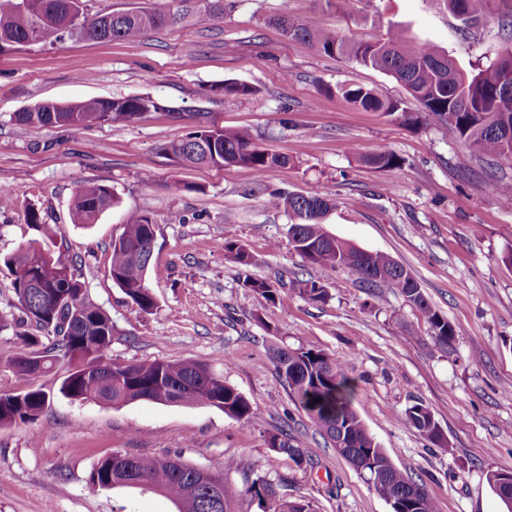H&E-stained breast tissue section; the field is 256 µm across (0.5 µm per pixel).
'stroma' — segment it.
I'll use <instances>...</instances> for the list:
<instances>
[{
	"label": "stroma",
	"mask_w": 512,
	"mask_h": 512,
	"mask_svg": "<svg viewBox=\"0 0 512 512\" xmlns=\"http://www.w3.org/2000/svg\"><path fill=\"white\" fill-rule=\"evenodd\" d=\"M512 0H496L478 25L460 22L436 0H353L351 14L322 0H233L221 29L191 22L136 41L65 37L0 53V186L14 203L0 210V256L40 239L30 210L51 225L89 295L110 315L115 362L198 360L251 404L250 423L207 405L136 401L112 407L63 397L60 368L21 377L4 364L21 348L23 313L0 265V394L46 391L49 408L33 423L0 426V512H174L163 495L101 488L91 473L103 458L177 457L199 467L231 457L224 476L233 512H262L246 493L259 477L286 482L289 498L313 512H391L366 479L326 443L290 395L270 347L322 350L357 383L353 407L402 472L423 481L437 512H502L490 472H512V207L495 191L512 160L461 165L463 141L445 122L419 129L355 106L341 89L358 84L380 97L419 103L386 73L285 39L271 16L305 14L354 42L372 43L395 23L410 40L445 50L467 71L487 68L506 47L498 24ZM238 81L247 97L216 93ZM149 96L160 109L131 122L74 131L30 128L13 113L44 101ZM249 129L288 165L257 179L241 166L190 167L167 145L197 127ZM387 149L399 165L375 168L361 155ZM119 198L96 223H75L70 205L89 185ZM332 199L329 233L359 249L390 255L416 278L429 303L460 333L440 347L418 310L396 291L373 300L354 275L304 261L288 244L293 219L268 207L269 192ZM156 226L147 282L157 299L140 310L112 281V241L128 213ZM244 244L241 267L224 244ZM278 286L260 305L243 274ZM328 290L312 303L289 290L294 278ZM431 410L448 449L399 416L414 403ZM285 434L302 463L274 452Z\"/></svg>",
	"instance_id": "stroma-1"
}]
</instances>
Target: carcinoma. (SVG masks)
I'll return each mask as SVG.
<instances>
[{
	"label": "carcinoma",
	"instance_id": "1",
	"mask_svg": "<svg viewBox=\"0 0 512 512\" xmlns=\"http://www.w3.org/2000/svg\"><path fill=\"white\" fill-rule=\"evenodd\" d=\"M85 2L23 0L20 6L13 0H0V53L25 45H51L66 36L96 31L99 17L88 16ZM442 2L468 29L492 0ZM226 8L224 0H171L165 9L109 13L110 23L97 39L132 41L148 31L192 20L219 27L224 24ZM270 22L279 26L286 37L304 40L320 53L379 69L401 82L424 112L454 128L465 144L463 161L479 156L492 165L498 159L512 157L511 47L504 48L487 69L468 73L438 46L407 40L391 22L386 38L374 43H351L333 30L315 27L307 16L278 15L271 17ZM341 91L345 98L365 110L395 116L407 126L419 125V116L407 111L398 100L383 99L373 90L356 84ZM214 92L246 97L255 89L244 83L226 82ZM151 108H159V103L148 96L93 98L76 103L45 101L15 113L13 119L19 125L33 128L80 129L130 121ZM166 150L187 164L243 165L259 177L289 163L287 156L257 145L246 129L198 128L168 144ZM363 160L377 168L399 164V159L387 150L365 155ZM116 203L112 188L92 185L74 195L71 209L77 223L93 224ZM267 204L292 214L295 223L289 226L288 242L302 258L312 264L350 271L377 298L381 294L375 289H395L424 317L439 346H453L459 329L429 304L419 283L404 266L385 253L363 251L325 230L322 219L332 208L329 199L272 192ZM155 238L156 227L149 217L132 212L126 217L123 233L112 241V280L144 312L157 304L146 284ZM224 252L241 265L250 264L245 246L238 242H224ZM3 263L11 272V288L18 303L41 332L39 336H20L22 348L7 359V366L15 373L36 375L64 362L69 365V374L59 392L68 399L108 405L139 400L205 404L245 424L251 421L248 400L201 361L124 364L108 359L112 319L90 300L85 283L75 276L64 250H46L34 240L4 258ZM242 285L265 303L275 302L277 289L269 282L247 275ZM291 286L311 302H323L328 296L326 288L315 280L295 279ZM271 355L296 403L331 443L344 437V445L336 452L366 476L369 486L389 504L391 512H436L435 501L424 483L397 469L368 433L352 407L356 385L340 362L322 350L290 348L286 343L274 344ZM50 402L51 397L41 389L22 395L1 394L0 425L28 424L42 415ZM402 421L453 452L424 404L406 408ZM270 447L298 464L302 462L301 450L286 437H273ZM135 468L146 483L145 489L169 498L177 512H229L227 501L216 499L209 487L197 483L196 467L192 465L177 458L138 456ZM118 479L112 456L101 460L91 475V481L100 484ZM487 481L506 512H512V483L504 482L496 471L488 474ZM246 492L258 500L263 512H312L310 502L281 495L276 485L265 478L247 483Z\"/></svg>",
	"mask_w": 512,
	"mask_h": 512
}]
</instances>
